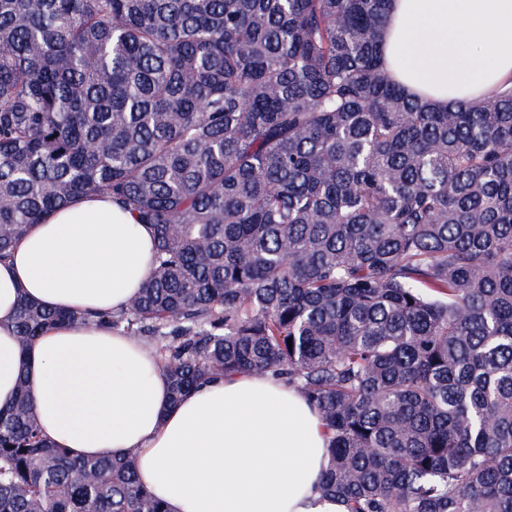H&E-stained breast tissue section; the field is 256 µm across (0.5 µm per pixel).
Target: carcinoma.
I'll list each match as a JSON object with an SVG mask.
<instances>
[{"instance_id":"carcinoma-1","label":"carcinoma","mask_w":512,"mask_h":512,"mask_svg":"<svg viewBox=\"0 0 512 512\" xmlns=\"http://www.w3.org/2000/svg\"><path fill=\"white\" fill-rule=\"evenodd\" d=\"M391 0H0V258L109 193L153 227L119 314L172 402L245 372L294 386L345 512H512V90L412 97ZM76 312L26 298L22 347ZM292 344H287V340ZM0 512H167L134 461L0 405Z\"/></svg>"}]
</instances>
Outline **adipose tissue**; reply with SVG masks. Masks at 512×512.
Listing matches in <instances>:
<instances>
[{
    "instance_id": "ef3b65f1",
    "label": "adipose tissue",
    "mask_w": 512,
    "mask_h": 512,
    "mask_svg": "<svg viewBox=\"0 0 512 512\" xmlns=\"http://www.w3.org/2000/svg\"><path fill=\"white\" fill-rule=\"evenodd\" d=\"M385 70L445 104L512 86V0H392ZM149 225L101 193L57 209L0 261V405L25 383L40 427L76 457L130 458L169 512H343L324 496L318 411L254 373L199 385L178 403L153 349L93 323L21 348V298L99 314L126 308L154 267Z\"/></svg>"
}]
</instances>
